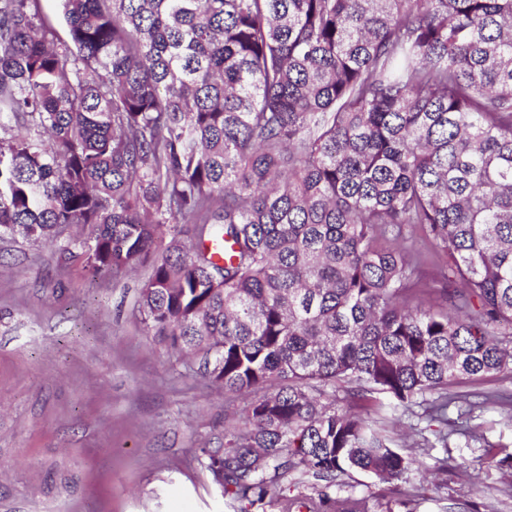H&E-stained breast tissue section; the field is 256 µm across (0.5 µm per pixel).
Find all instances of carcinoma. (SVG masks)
<instances>
[{"label": "carcinoma", "instance_id": "cac0c4a2", "mask_svg": "<svg viewBox=\"0 0 512 512\" xmlns=\"http://www.w3.org/2000/svg\"><path fill=\"white\" fill-rule=\"evenodd\" d=\"M61 2L67 42L0 0V236L152 264L146 335L252 396L196 454L237 512H367L338 477L410 462L336 392L422 403L446 448L449 388L512 376V0ZM418 277L421 281L420 288H427L430 290L433 293L431 295L433 299L437 298V292L446 286L445 281L443 280V271L439 262H430L422 265L419 269Z\"/></svg>", "mask_w": 512, "mask_h": 512}]
</instances>
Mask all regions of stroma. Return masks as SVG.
<instances>
[{"label": "stroma", "instance_id": "35a3bbf8", "mask_svg": "<svg viewBox=\"0 0 512 512\" xmlns=\"http://www.w3.org/2000/svg\"><path fill=\"white\" fill-rule=\"evenodd\" d=\"M67 244L0 239V512H235L194 450L241 397L145 335L138 300L151 265L63 271ZM359 412L423 465L392 483L351 471L338 497L366 499L368 512H512V481L483 457L489 444L512 452L500 409L464 417L463 434L422 456L406 434L416 414L388 398ZM442 457L447 471L429 474Z\"/></svg>", "mask_w": 512, "mask_h": 512}]
</instances>
